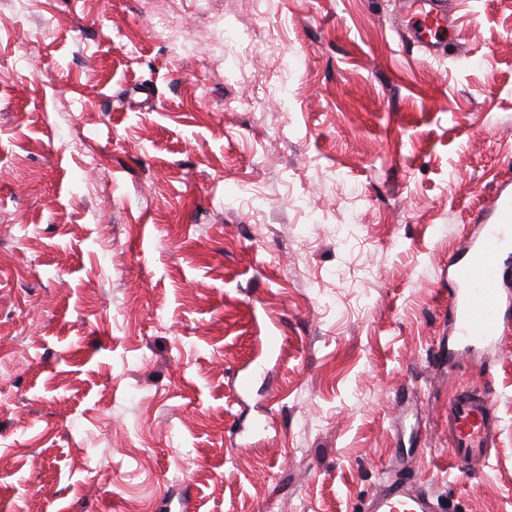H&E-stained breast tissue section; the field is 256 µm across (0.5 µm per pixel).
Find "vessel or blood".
<instances>
[{
	"mask_svg": "<svg viewBox=\"0 0 512 512\" xmlns=\"http://www.w3.org/2000/svg\"><path fill=\"white\" fill-rule=\"evenodd\" d=\"M456 0H398L394 16L413 32L423 52L434 53L445 44ZM479 222L462 257H449L455 288L448 298L452 320L465 353L492 345L501 333L508 298L503 260L512 251V197L497 195ZM499 417L489 392L468 390L448 402V447L455 469L465 471L487 463L496 446ZM367 512H436L430 494L392 479L371 496Z\"/></svg>",
	"mask_w": 512,
	"mask_h": 512,
	"instance_id": "obj_1",
	"label": "vessel or blood"
}]
</instances>
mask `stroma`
<instances>
[{
  "label": "stroma",
  "mask_w": 512,
  "mask_h": 512,
  "mask_svg": "<svg viewBox=\"0 0 512 512\" xmlns=\"http://www.w3.org/2000/svg\"><path fill=\"white\" fill-rule=\"evenodd\" d=\"M0 0V512H362L394 452L512 512V321L448 259L512 192V0ZM491 391L486 467L448 400ZM455 5V0H400L394 16L399 25L411 29L423 52L433 54L446 42ZM498 432L499 417L489 392L461 391L448 401V448L453 467L461 473L487 464Z\"/></svg>",
  "instance_id": "obj_1"
}]
</instances>
